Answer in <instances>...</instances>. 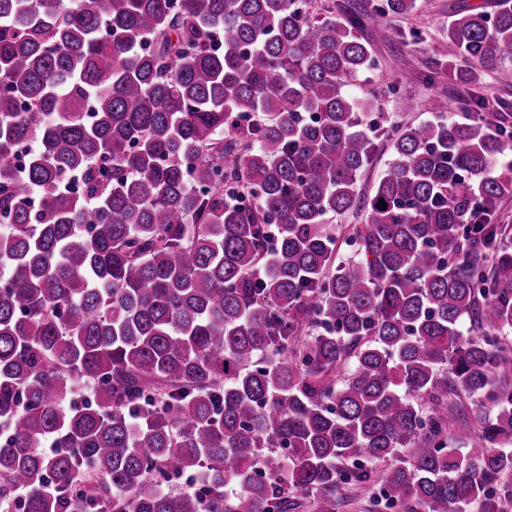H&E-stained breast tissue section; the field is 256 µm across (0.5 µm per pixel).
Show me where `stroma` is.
Wrapping results in <instances>:
<instances>
[{"instance_id":"35a3bbf8","label":"stroma","mask_w":512,"mask_h":512,"mask_svg":"<svg viewBox=\"0 0 512 512\" xmlns=\"http://www.w3.org/2000/svg\"><path fill=\"white\" fill-rule=\"evenodd\" d=\"M501 0H416L414 12L393 16L362 29L377 59V66L359 74L348 88L356 98L367 99V123L377 125L421 124L433 119L432 102L442 96L451 100L476 95L512 104V61L485 71L477 84L447 79L430 80L426 64L437 57L445 44L448 24L456 12L476 7L494 12ZM421 33L419 40L402 45V35L411 29ZM418 58L419 67L410 73L401 70L403 51ZM409 102L408 110L397 107L398 101Z\"/></svg>"}]
</instances>
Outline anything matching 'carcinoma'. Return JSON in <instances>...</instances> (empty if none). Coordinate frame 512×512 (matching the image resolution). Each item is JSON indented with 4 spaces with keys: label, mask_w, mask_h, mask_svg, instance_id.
<instances>
[{
    "label": "carcinoma",
    "mask_w": 512,
    "mask_h": 512,
    "mask_svg": "<svg viewBox=\"0 0 512 512\" xmlns=\"http://www.w3.org/2000/svg\"><path fill=\"white\" fill-rule=\"evenodd\" d=\"M414 8L0 0V512H336L367 481L408 512L512 507L507 105L369 132L346 92L376 66L358 31ZM460 57L471 81L512 59V4L455 13L430 77ZM451 393L479 401L466 454ZM392 154L389 142L383 141L379 144L372 163L361 173L359 178V184L364 193H369L374 183L380 178L391 160ZM329 222L330 224H337L339 227L337 257L338 260H343L354 253V245L348 242L346 243V241L350 237L354 225L362 224L363 215L355 211H350L331 218Z\"/></svg>",
    "instance_id": "carcinoma-1"
}]
</instances>
